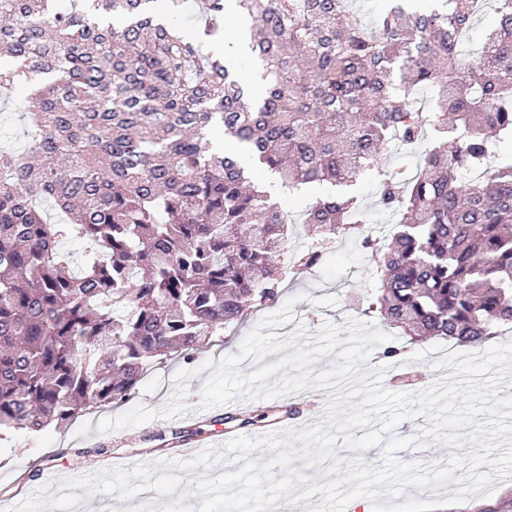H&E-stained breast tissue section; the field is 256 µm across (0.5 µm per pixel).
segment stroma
<instances>
[{
    "instance_id": "35a3bbf8",
    "label": "stroma",
    "mask_w": 512,
    "mask_h": 512,
    "mask_svg": "<svg viewBox=\"0 0 512 512\" xmlns=\"http://www.w3.org/2000/svg\"><path fill=\"white\" fill-rule=\"evenodd\" d=\"M25 100L22 94L0 98V147L23 149ZM350 191L362 203L369 229L376 231L379 241H386L396 217L380 202L377 179L363 177ZM370 279V253L362 234L337 239L314 267L290 284L286 295L296 300L295 320L278 327V335L288 336L301 325L313 337L324 322L341 325L350 317L364 319ZM262 318V313H254L243 324L225 328L223 335L208 337L193 360L178 357L155 366L125 405L92 411L37 435L1 439L0 512H15L20 502L26 512H68L67 502L50 493L59 479L176 459L186 441L201 440L220 449L229 432L258 437L273 426L278 408L299 407V415L288 422L292 428H302L308 417H321L330 393L315 388L201 409V391L208 377L204 364L238 353ZM374 325L391 335V345L399 351L388 360L377 348L369 360L371 367L384 368L383 385L392 392L414 393L429 387L438 377L432 362L457 348L455 342L438 338L410 342L379 319ZM493 486L492 495L446 505L439 512H512V477L495 480Z\"/></svg>"
}]
</instances>
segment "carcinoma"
I'll return each instance as SVG.
<instances>
[{"label": "carcinoma", "instance_id": "carcinoma-1", "mask_svg": "<svg viewBox=\"0 0 512 512\" xmlns=\"http://www.w3.org/2000/svg\"><path fill=\"white\" fill-rule=\"evenodd\" d=\"M481 2L395 0L367 24L347 0H203L188 39L183 0H0V95L39 81L24 148H0V433L122 405L154 362L281 295L288 222L215 130L283 187L379 177L397 223L367 312L402 335L512 325V164L465 179L512 136V0L460 49ZM228 14L265 67L258 99L233 46L203 51ZM426 132L451 138L414 179L383 169L394 137ZM357 218L354 196L315 198L303 269Z\"/></svg>", "mask_w": 512, "mask_h": 512}]
</instances>
